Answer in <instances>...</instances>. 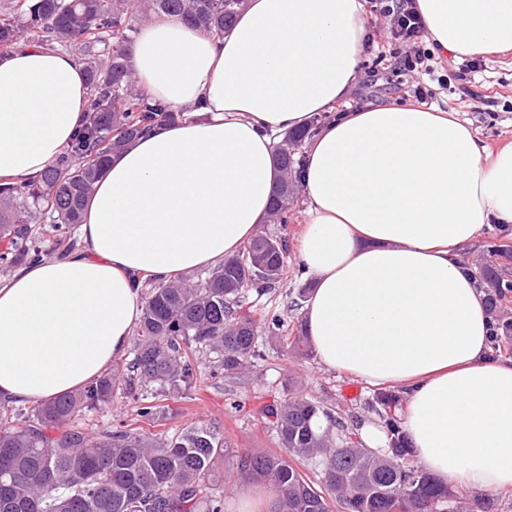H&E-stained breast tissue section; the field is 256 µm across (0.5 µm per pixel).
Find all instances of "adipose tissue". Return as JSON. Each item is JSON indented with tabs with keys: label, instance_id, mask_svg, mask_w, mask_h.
Here are the masks:
<instances>
[{
	"label": "adipose tissue",
	"instance_id": "adipose-tissue-1",
	"mask_svg": "<svg viewBox=\"0 0 512 512\" xmlns=\"http://www.w3.org/2000/svg\"><path fill=\"white\" fill-rule=\"evenodd\" d=\"M435 50L512 51V0H417ZM362 0H248L216 38L164 16L131 48L139 84L182 122L111 158L78 248L0 283V397L77 391L123 355L146 279L217 266L265 222L276 133L344 100L364 50ZM87 77L72 55L0 56V182L40 175L79 129ZM298 258L320 363L403 390L401 425L448 488L512 489V358L488 356L483 293L456 261L512 224V142L480 144L453 112L361 108L306 147Z\"/></svg>",
	"mask_w": 512,
	"mask_h": 512
}]
</instances>
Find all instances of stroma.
Segmentation results:
<instances>
[{"instance_id": "1", "label": "stroma", "mask_w": 512, "mask_h": 512, "mask_svg": "<svg viewBox=\"0 0 512 512\" xmlns=\"http://www.w3.org/2000/svg\"><path fill=\"white\" fill-rule=\"evenodd\" d=\"M366 18L365 50L358 79L346 100L337 104L340 112L414 99L412 90L418 75L393 67L391 56L400 52L401 46L391 36L390 17L370 11ZM434 60L438 64L437 76L428 82L434 94L425 100V108L457 113L460 119L470 122L478 140L489 148L512 141V53L483 58L477 72L466 57L438 53ZM304 208V195H297L290 203L288 267L283 281L272 293L249 297L257 311L278 314L289 327L301 322L299 290L307 281L297 253ZM257 342L260 359L235 376L225 375L219 368L217 354L196 349L201 376L190 392L164 398L162 420L138 419L136 402L118 390L111 403L83 413L78 424L92 437L103 429L128 425L162 438L207 425L223 435L230 451L277 453L281 446L265 409L288 397L292 392L288 382L294 379L298 382L294 392L342 417L345 429L337 433V440L359 445L362 425L376 420L365 407L370 386L346 373L324 369L314 351L295 350L282 337L263 334Z\"/></svg>"}]
</instances>
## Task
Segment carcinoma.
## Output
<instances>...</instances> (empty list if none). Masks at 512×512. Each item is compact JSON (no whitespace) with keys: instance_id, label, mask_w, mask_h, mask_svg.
<instances>
[{"instance_id":"carcinoma-1","label":"carcinoma","mask_w":512,"mask_h":512,"mask_svg":"<svg viewBox=\"0 0 512 512\" xmlns=\"http://www.w3.org/2000/svg\"><path fill=\"white\" fill-rule=\"evenodd\" d=\"M144 1L156 13L179 16L219 38L245 6V0H36L24 24L0 18L1 49L23 37L40 47L76 41L89 77L87 119L71 146L38 178L0 183V201L10 202L0 209V242L7 243L1 270L40 259L31 229L36 204L47 203L48 233L67 237L70 226L82 222L85 201L112 155L151 126L180 118V111L131 89L130 33ZM107 33L112 50L103 56ZM316 131L313 123L288 132L276 147V160L292 180L288 194L274 197L268 221L283 228L304 166L299 150ZM486 252L490 262L473 275L487 297L489 355L497 356L512 341V316L502 307L512 295V247L490 241ZM287 257V234L257 235L203 282L153 287L129 367L0 422V512H224L216 483L229 451L216 430L191 427L160 439L120 428L90 438L73 422L83 410L112 402L117 390L141 403L140 417L159 418L157 398L185 392L198 379L187 352L194 345L218 354L229 374L247 369L259 357L258 329L281 336L285 324L277 315L255 319L239 284L259 263L265 275L253 290L264 295L283 280ZM401 400L400 390L380 388L368 401L388 439L377 453L337 443L332 431L344 429L342 418L291 396L266 408L285 454L241 451L232 455L233 469L238 478L265 485L275 495L277 512H330L332 499L343 512H492L493 502L485 497L458 509L456 494L413 463L397 413ZM300 459L319 462L318 479L296 465Z\"/></svg>"}]
</instances>
